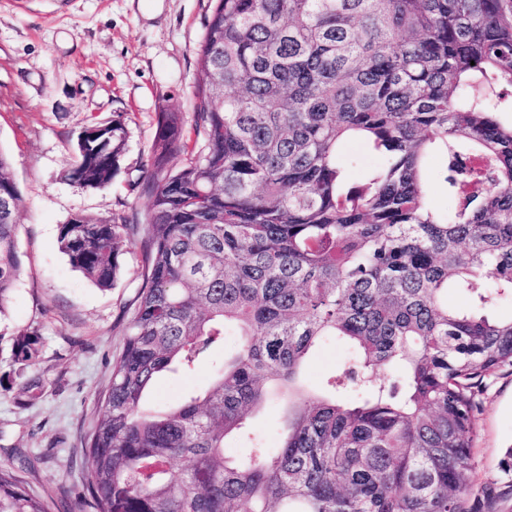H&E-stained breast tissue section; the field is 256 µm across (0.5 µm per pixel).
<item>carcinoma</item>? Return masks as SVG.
<instances>
[{
  "label": "carcinoma",
  "mask_w": 512,
  "mask_h": 512,
  "mask_svg": "<svg viewBox=\"0 0 512 512\" xmlns=\"http://www.w3.org/2000/svg\"><path fill=\"white\" fill-rule=\"evenodd\" d=\"M199 56L201 146L160 112L143 168L144 286L89 445L97 512H469L474 387L512 366V315L488 310L512 297V0H214ZM127 136L119 114L83 127L70 180L111 184ZM351 138L382 159L358 186ZM21 203L0 152V310ZM125 228L81 214L59 247L110 288ZM230 327L205 391L152 408L157 378L211 363ZM328 338L351 357L312 393L304 361ZM39 344L20 333L16 360ZM274 397L269 448L247 417ZM230 436L247 456H224ZM0 512L49 509L0 466Z\"/></svg>",
  "instance_id": "cac0c4a2"
}]
</instances>
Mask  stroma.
<instances>
[{
  "instance_id": "35a3bbf8",
  "label": "stroma",
  "mask_w": 512,
  "mask_h": 512,
  "mask_svg": "<svg viewBox=\"0 0 512 512\" xmlns=\"http://www.w3.org/2000/svg\"><path fill=\"white\" fill-rule=\"evenodd\" d=\"M212 0H0V151L22 195L20 275L0 317V464L51 512H94L86 443L102 415L113 359L143 284L142 181L161 112L192 122L198 47ZM119 113L128 137L120 173L102 189L67 177L73 143L90 120ZM78 214L127 225L113 287L102 289L60 251L61 224ZM40 337L37 358L16 362L20 332ZM209 369L166 374L149 402L203 388ZM40 384L37 399L22 391ZM471 512H512V367L476 391Z\"/></svg>"
}]
</instances>
